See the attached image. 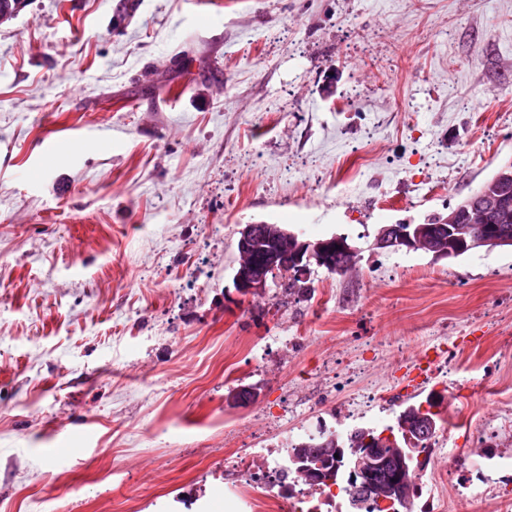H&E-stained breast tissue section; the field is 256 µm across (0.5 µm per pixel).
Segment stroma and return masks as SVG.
<instances>
[{
	"instance_id": "stroma-1",
	"label": "stroma",
	"mask_w": 512,
	"mask_h": 512,
	"mask_svg": "<svg viewBox=\"0 0 512 512\" xmlns=\"http://www.w3.org/2000/svg\"><path fill=\"white\" fill-rule=\"evenodd\" d=\"M115 6L0 25V512H235L245 437L324 430L368 387L365 426L430 396L470 447L512 406V248L374 242L512 160V0ZM260 221L347 236L355 271L240 296ZM423 352L468 399L402 388Z\"/></svg>"
}]
</instances>
